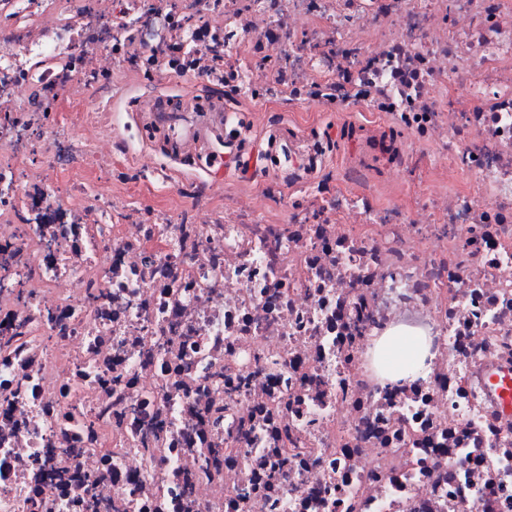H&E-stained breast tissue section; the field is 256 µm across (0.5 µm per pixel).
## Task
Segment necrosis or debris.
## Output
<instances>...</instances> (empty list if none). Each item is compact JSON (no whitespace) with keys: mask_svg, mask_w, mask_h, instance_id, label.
I'll use <instances>...</instances> for the list:
<instances>
[{"mask_svg":"<svg viewBox=\"0 0 512 512\" xmlns=\"http://www.w3.org/2000/svg\"><path fill=\"white\" fill-rule=\"evenodd\" d=\"M175 77L193 164L225 114L317 102L425 180L124 205L170 175L112 102ZM0 269V512H512V0H0ZM400 322L434 357L383 384ZM158 188L148 182L130 184L125 192V203L152 204L157 200ZM431 349L426 330L400 324L375 338L370 360L381 382L399 383L425 372Z\"/></svg>","mask_w":512,"mask_h":512,"instance_id":"necrosis-or-debris-1","label":"necrosis or debris"}]
</instances>
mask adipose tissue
<instances>
[{
  "instance_id": "1",
  "label": "adipose tissue",
  "mask_w": 512,
  "mask_h": 512,
  "mask_svg": "<svg viewBox=\"0 0 512 512\" xmlns=\"http://www.w3.org/2000/svg\"><path fill=\"white\" fill-rule=\"evenodd\" d=\"M431 349L426 330L401 324L375 338L371 363L381 381L404 382L425 372Z\"/></svg>"
}]
</instances>
